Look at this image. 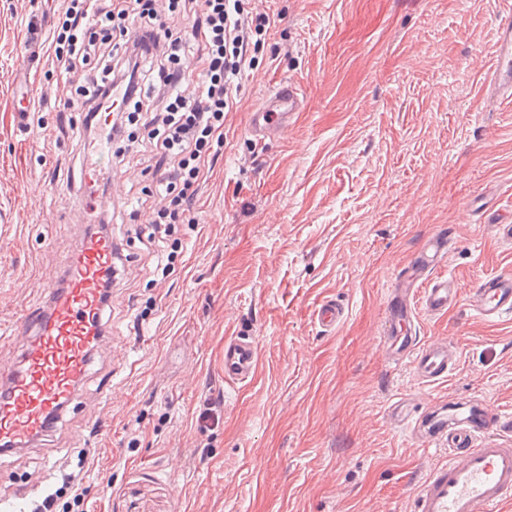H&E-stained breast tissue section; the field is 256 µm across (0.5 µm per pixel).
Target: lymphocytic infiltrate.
I'll return each instance as SVG.
<instances>
[{"instance_id": "1", "label": "lymphocytic infiltrate", "mask_w": 512, "mask_h": 512, "mask_svg": "<svg viewBox=\"0 0 512 512\" xmlns=\"http://www.w3.org/2000/svg\"><path fill=\"white\" fill-rule=\"evenodd\" d=\"M63 0L47 60L63 74L81 79L79 137L83 144L116 142L118 156L150 149L170 160L159 180L160 197L151 224L138 229L148 244L166 240L179 225L196 223V203L205 171L224 138V114L233 107L247 68L253 67L273 20L250 10V0ZM196 51L201 64L198 91L184 97L181 57ZM161 90L160 104L150 88ZM121 89L108 125L99 122L114 89ZM143 122L147 141L126 134Z\"/></svg>"}]
</instances>
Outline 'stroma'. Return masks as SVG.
I'll return each instance as SVG.
<instances>
[{
  "mask_svg": "<svg viewBox=\"0 0 512 512\" xmlns=\"http://www.w3.org/2000/svg\"><path fill=\"white\" fill-rule=\"evenodd\" d=\"M251 5L275 23L224 120L196 223L147 252L136 231L152 216L158 158L117 167L112 350L95 354L51 462L1 458L0 487L56 495L57 512H411L414 486L448 453L391 421V403L421 412L482 399L512 413V320L483 319L467 299L481 279L512 273V243L486 222L512 215V99L490 96L472 65L490 60L512 0ZM47 6L0 0V323L41 303V273L62 268L86 227L82 115L62 123L57 104L75 83L36 61L41 95L23 126L11 90L26 29ZM288 80L306 111L283 138L254 145L250 112ZM43 183L57 195L36 199ZM441 229L444 270L464 298L416 325L459 364L428 385L392 361L381 332L399 272ZM326 298L347 313L331 334L313 320ZM241 330L260 369L236 387L224 382V339ZM210 403L223 420L203 429Z\"/></svg>",
  "mask_w": 512,
  "mask_h": 512,
  "instance_id": "1",
  "label": "stroma"
}]
</instances>
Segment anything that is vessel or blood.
<instances>
[{
	"label": "vessel or blood",
	"instance_id": "1",
	"mask_svg": "<svg viewBox=\"0 0 512 512\" xmlns=\"http://www.w3.org/2000/svg\"><path fill=\"white\" fill-rule=\"evenodd\" d=\"M45 29L29 27L24 43L27 58L40 57ZM488 85L497 95L512 98V20L501 24L493 50ZM305 108L298 85L287 81L274 88L250 115L247 133L263 144L283 137L292 119ZM107 159L85 155L83 183L111 178ZM448 237L428 236L412 255L404 275L392 289L382 324V342L394 362H407L423 383L436 384L455 371L458 356L440 342H427L414 331L417 312L441 316L460 301L454 279L441 272ZM112 265V240L89 233L80 239L63 273L43 274L45 299L14 317L0 343L23 340L17 361L0 364V456L45 445L88 376L97 350L111 347L100 300L103 279ZM474 310L497 320L512 316V274L484 278L470 294ZM314 322L324 332L344 322L345 308L336 299L320 302ZM259 353L253 336L239 333L224 342V380L247 385L256 377ZM391 419L409 429L425 446L447 450L448 459L434 465L414 489V512H500L512 500V446L497 440L512 432V414L491 405L445 406L442 413H411L401 403L389 407Z\"/></svg>",
	"mask_w": 512,
	"mask_h": 512
}]
</instances>
